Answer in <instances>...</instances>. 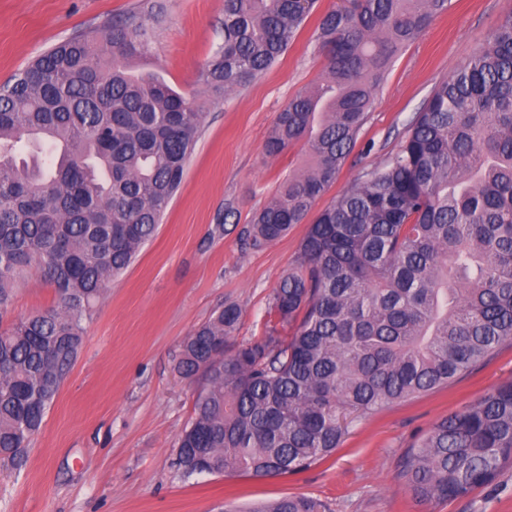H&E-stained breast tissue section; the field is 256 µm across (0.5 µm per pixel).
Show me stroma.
<instances>
[{"label": "stroma", "instance_id": "35a3bbf8", "mask_svg": "<svg viewBox=\"0 0 512 512\" xmlns=\"http://www.w3.org/2000/svg\"><path fill=\"white\" fill-rule=\"evenodd\" d=\"M319 0L295 41L247 86L213 96L199 73L223 42L224 0H0V85L37 55L81 33L103 34L124 17L149 31L147 50L128 59L193 96L204 116L182 185L149 242L114 278L86 321L69 375L30 440L27 461L0 464V512H237L287 495L321 500L328 512H512V468L495 484L440 503L416 502L396 472L402 455L437 421L512 381V345L501 346L450 387L353 422L326 461L298 474L185 475L176 443L194 415L202 377L175 366L184 339L228 304L241 311L230 347L266 332L268 297L299 254L306 224L259 249L244 245L256 210L306 159L298 145L277 157L265 142L279 112L322 75L314 32ZM512 12V0H450L394 60L326 207L359 171L394 151L431 95L483 47ZM55 294L28 269L8 320L51 307Z\"/></svg>", "mask_w": 512, "mask_h": 512}]
</instances>
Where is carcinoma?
I'll use <instances>...</instances> for the list:
<instances>
[{
    "label": "carcinoma",
    "instance_id": "obj_1",
    "mask_svg": "<svg viewBox=\"0 0 512 512\" xmlns=\"http://www.w3.org/2000/svg\"><path fill=\"white\" fill-rule=\"evenodd\" d=\"M318 0H224V41L200 81L242 88L293 43ZM448 0H337L316 43L323 74L293 96L265 144L308 162L254 214L245 245L288 233L353 151L395 57ZM145 28L116 19L0 85V310L34 267L56 305L0 327V462L29 439L76 359L95 303L154 236L182 184L203 113L119 59ZM229 304L182 345L206 386L177 441L188 474L286 477L327 459L353 421L446 388L512 343V15L433 89L397 149L308 226L273 289L268 335L228 349ZM512 466V382L439 420L401 458L419 502L495 483ZM250 512H325L288 495Z\"/></svg>",
    "mask_w": 512,
    "mask_h": 512
}]
</instances>
